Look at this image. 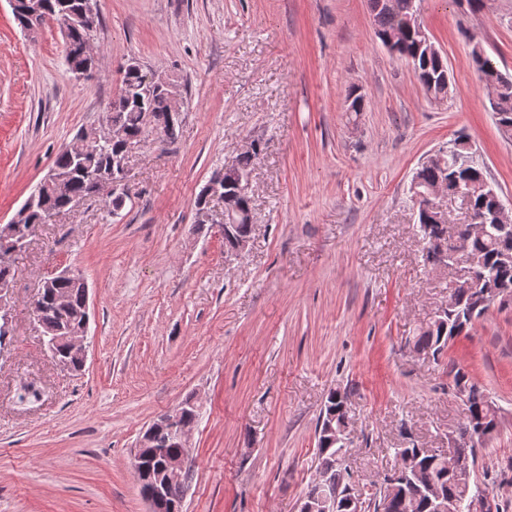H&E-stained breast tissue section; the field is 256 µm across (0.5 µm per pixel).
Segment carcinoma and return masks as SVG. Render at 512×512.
I'll return each instance as SVG.
<instances>
[{
    "mask_svg": "<svg viewBox=\"0 0 512 512\" xmlns=\"http://www.w3.org/2000/svg\"><path fill=\"white\" fill-rule=\"evenodd\" d=\"M18 2L16 20L21 29H26L27 24L34 20L41 26L50 21L66 24L63 37L67 66L82 67L88 64L90 41L100 24L95 0H39L41 10L35 19L28 17L24 9L25 0ZM415 2L369 0V7L374 16L376 36L381 43L385 44L390 38H395L396 53L412 62L418 82L426 95L440 101L448 97V65L441 50H434L425 42V36L421 33L423 22L418 20ZM471 59L479 80L487 87H497V100L491 109L496 113L497 122L512 132V76L503 74L492 59L482 52L478 42L472 45ZM140 86L141 76L135 71L124 70L119 92L112 99L110 111L103 115V119L109 125L114 122L119 124L127 137L136 142L163 146L177 137L181 116L173 114L171 102L166 96L157 92L146 93L140 90ZM469 142L467 135H457L452 142L455 153L447 156L443 166H422L414 175V179L422 184L440 179L447 183L450 190L457 187L467 189L470 192L469 209L474 218L487 220L489 228V233L469 238L465 256V263L477 270L481 282L471 283L466 278L453 281L451 290L455 296V306L438 314L421 329L417 337V347L434 356L441 354L450 341L484 316L488 310L485 304L488 292L496 290L501 296L512 298V261L503 259V253L512 250V235L502 237L493 224L495 200L491 191L482 185V168L466 158ZM122 150L123 143L114 142L110 137L102 140L98 148L86 158L61 149L52 164L60 178V185L46 188L27 211L16 213L14 223L11 224L14 235L5 237L0 233V254L8 253L11 245L22 237L28 226L51 223L52 216L70 208L72 198L90 195L94 181L111 173L112 161ZM417 216L423 240L427 242L432 238L446 242L467 233L465 224H456L454 231H449L448 225L439 222L437 213L422 201L417 202ZM56 292L66 295L67 305L63 309L52 303ZM84 304L85 290L78 282L48 278L40 314L44 334L60 339L78 333L83 322L79 314L83 312ZM453 382L457 391L468 392L469 402L468 415L459 425L458 437L454 438V446L449 449V453L458 460L473 464L484 442L473 440L472 431L483 424L487 430L485 438H490L499 424L497 408L484 389L470 383L463 369L456 370ZM343 403L341 392L332 390L316 426L320 467L330 476L339 475L348 469L346 451L336 446L325 429L330 418L340 420L346 416ZM177 452L179 448L172 440L169 428H157L151 443L137 449L132 463L133 476L139 477L142 468L154 471L160 469L163 454ZM395 469L403 474L416 469L419 477L415 481H406L401 488V496L391 500L388 499L386 488L376 490L370 498L375 507H381L386 512H432L429 491L435 490L446 497L456 498L461 502L462 512H470L474 501V496L470 495V486L457 480L454 472L448 468V457L441 451L416 447L398 448ZM191 478L192 472L189 471L186 479L170 482L166 488L168 497L173 501L182 500Z\"/></svg>",
    "mask_w": 512,
    "mask_h": 512,
    "instance_id": "1",
    "label": "carcinoma"
}]
</instances>
